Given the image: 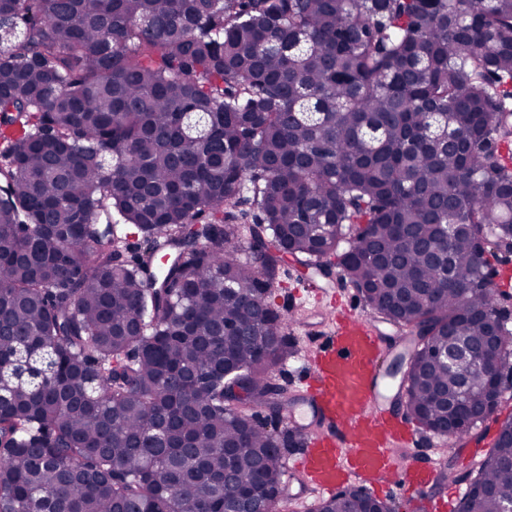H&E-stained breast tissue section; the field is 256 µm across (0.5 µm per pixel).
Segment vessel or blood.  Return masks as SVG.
Here are the masks:
<instances>
[{
  "label": "vessel or blood",
  "mask_w": 512,
  "mask_h": 512,
  "mask_svg": "<svg viewBox=\"0 0 512 512\" xmlns=\"http://www.w3.org/2000/svg\"><path fill=\"white\" fill-rule=\"evenodd\" d=\"M329 320L326 341L307 355L299 377L311 416L329 429L307 439L295 472L325 493L355 477L377 495H417L433 482L436 468L414 464V434L385 403V338L340 304Z\"/></svg>",
  "instance_id": "b4317fda"
}]
</instances>
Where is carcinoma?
I'll list each match as a JSON object with an SVG mask.
<instances>
[{
  "label": "carcinoma",
  "instance_id": "1",
  "mask_svg": "<svg viewBox=\"0 0 512 512\" xmlns=\"http://www.w3.org/2000/svg\"><path fill=\"white\" fill-rule=\"evenodd\" d=\"M509 234L512 0H0V512L284 495L257 412L283 394L259 264L282 248L337 256L371 311L429 326L406 405L464 440L436 353L497 330L512 357L481 275ZM240 378L250 407L226 415ZM508 460L512 419L459 512L512 504Z\"/></svg>",
  "mask_w": 512,
  "mask_h": 512
}]
</instances>
